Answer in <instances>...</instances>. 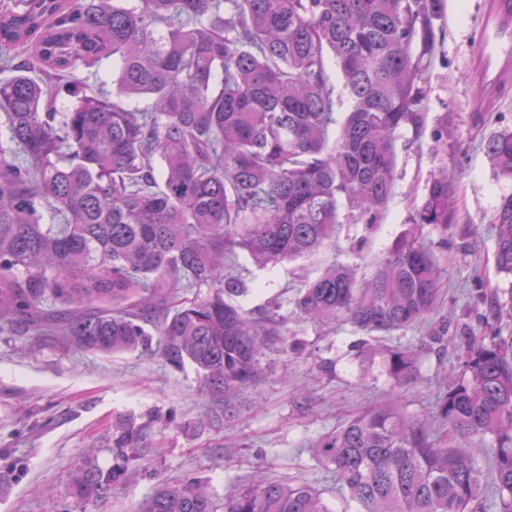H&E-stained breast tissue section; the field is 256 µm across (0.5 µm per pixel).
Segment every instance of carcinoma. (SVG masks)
Listing matches in <instances>:
<instances>
[{"instance_id":"1","label":"carcinoma","mask_w":512,"mask_h":512,"mask_svg":"<svg viewBox=\"0 0 512 512\" xmlns=\"http://www.w3.org/2000/svg\"><path fill=\"white\" fill-rule=\"evenodd\" d=\"M445 0H0V333L60 336L106 354L151 350L189 363L208 420L236 414L275 331L239 298L243 254L260 269L310 257L343 224L379 223L402 129L425 123L423 74ZM112 59L115 96L76 76ZM341 75L333 80L331 67ZM67 90L75 98L54 107ZM344 117L337 115L343 100ZM487 155L512 182V129ZM453 176L438 166L386 255L360 279L333 262L298 292L305 320L391 334L437 308L425 226L444 232ZM495 263L512 276V193L494 215ZM209 289L203 299L178 290ZM172 305L158 315L159 300ZM397 389L418 376L390 352ZM438 429L378 408L318 438L359 512H512V345L471 336L433 404ZM150 439L128 414L112 467L91 448L67 495L104 499ZM486 441L490 470L471 454ZM139 512H216L208 482L164 483ZM224 512H331L308 484L260 482Z\"/></svg>"}]
</instances>
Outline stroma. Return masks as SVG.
<instances>
[{
  "instance_id": "stroma-1",
  "label": "stroma",
  "mask_w": 512,
  "mask_h": 512,
  "mask_svg": "<svg viewBox=\"0 0 512 512\" xmlns=\"http://www.w3.org/2000/svg\"><path fill=\"white\" fill-rule=\"evenodd\" d=\"M481 0H445L444 36L424 74L425 128L401 132L392 195L379 224H347L335 243L317 254L260 270L240 259L248 290L246 310H272L279 334L261 352V380L238 398L235 417L196 428L208 411L197 373L176 370L154 351L103 354L64 341L0 334V455L19 466L11 488L0 494V512H58L71 471L85 449L112 465L107 438L122 414L141 416L151 442L126 481L105 499L69 500V512H137L158 485L206 478L216 506L225 494L260 481H293L323 492L332 512H356L334 473L309 445L344 420L399 401L407 412L430 407L446 375L458 372L466 350L464 332L512 342V277L494 266L493 216L512 183L497 180L486 153L491 135L512 129V97L481 117L469 110L473 88L467 63L481 25ZM448 129V154L435 156L432 135ZM456 175L450 198L454 222L447 232L424 227L437 258L439 305L456 339L447 351L429 344L434 321L374 340L349 324L318 326L295 309L299 288L338 261L366 273L425 197L426 181L439 163ZM416 353L420 373L394 397L386 372L389 352ZM55 486L57 497L46 495Z\"/></svg>"
}]
</instances>
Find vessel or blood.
<instances>
[{"label": "vessel or blood", "mask_w": 512, "mask_h": 512, "mask_svg": "<svg viewBox=\"0 0 512 512\" xmlns=\"http://www.w3.org/2000/svg\"><path fill=\"white\" fill-rule=\"evenodd\" d=\"M512 76V0H483L480 35L473 50L469 77L477 96L475 112L486 111L505 99V80Z\"/></svg>", "instance_id": "b4317fda"}]
</instances>
